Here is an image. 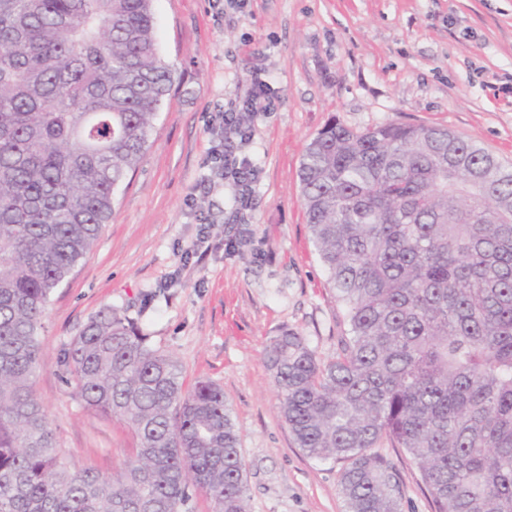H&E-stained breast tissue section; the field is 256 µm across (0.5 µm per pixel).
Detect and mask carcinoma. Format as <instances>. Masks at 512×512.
<instances>
[{"label":"carcinoma","instance_id":"1","mask_svg":"<svg viewBox=\"0 0 512 512\" xmlns=\"http://www.w3.org/2000/svg\"><path fill=\"white\" fill-rule=\"evenodd\" d=\"M173 82L152 0H0V512H249L224 389L107 306L70 344L85 406L138 448L72 473L32 379L51 294L90 252ZM307 224L343 308L323 359L285 329L267 363L297 447L342 463L347 512H403L381 440L436 512H512V167L445 128L333 122L307 145Z\"/></svg>","mask_w":512,"mask_h":512}]
</instances>
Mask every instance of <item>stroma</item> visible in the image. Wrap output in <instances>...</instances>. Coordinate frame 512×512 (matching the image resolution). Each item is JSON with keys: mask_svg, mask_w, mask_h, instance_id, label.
<instances>
[{"mask_svg": "<svg viewBox=\"0 0 512 512\" xmlns=\"http://www.w3.org/2000/svg\"><path fill=\"white\" fill-rule=\"evenodd\" d=\"M174 82L148 147L85 260L57 288L33 388L70 470L119 473L137 439L87 409L63 363L104 307L173 355L185 386L219 384L245 461L250 512H346L338 467L296 448L266 350L283 329L330 356L342 307L306 224L299 166L329 121L448 129L512 165V0H153ZM272 110L244 104L255 80ZM240 113L246 138L224 136ZM250 162L242 192L223 155ZM404 512H435L417 468L388 442Z\"/></svg>", "mask_w": 512, "mask_h": 512, "instance_id": "stroma-1", "label": "stroma"}]
</instances>
